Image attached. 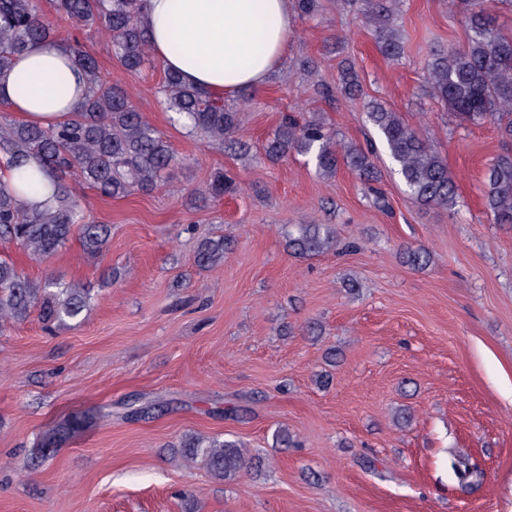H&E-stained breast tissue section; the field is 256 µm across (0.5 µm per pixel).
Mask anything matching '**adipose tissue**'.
I'll return each mask as SVG.
<instances>
[{
  "label": "adipose tissue",
  "mask_w": 512,
  "mask_h": 512,
  "mask_svg": "<svg viewBox=\"0 0 512 512\" xmlns=\"http://www.w3.org/2000/svg\"><path fill=\"white\" fill-rule=\"evenodd\" d=\"M151 52L189 85L227 97L267 82L288 53L292 0H146ZM87 89L58 44L38 42L0 73V103L48 127L70 116Z\"/></svg>",
  "instance_id": "adipose-tissue-1"
}]
</instances>
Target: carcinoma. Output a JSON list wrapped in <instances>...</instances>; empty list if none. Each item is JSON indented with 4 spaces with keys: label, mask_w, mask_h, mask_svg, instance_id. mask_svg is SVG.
Segmentation results:
<instances>
[{
    "label": "carcinoma",
    "mask_w": 512,
    "mask_h": 512,
    "mask_svg": "<svg viewBox=\"0 0 512 512\" xmlns=\"http://www.w3.org/2000/svg\"><path fill=\"white\" fill-rule=\"evenodd\" d=\"M401 0H336L339 10L359 12L373 27L380 52L389 59L403 53V40L392 17ZM505 0H467L465 24L467 45L439 49L432 53L428 84L432 96L460 122L496 124L505 143L512 142V34L492 25L491 10ZM322 0H296L302 18L318 15ZM55 10L83 26L103 30L112 43V53L131 72L150 63L148 34L140 0H55ZM37 41L56 43L51 22L40 0H0V71ZM73 62L85 73L87 96L65 120L41 127L11 120L0 113V164L7 170L19 168L30 157L38 160L39 172L50 178L55 205L29 208L22 203V190L7 177H0V244L14 243L35 260L55 255L69 240L79 236L84 249L101 255L106 249L109 229L96 224L73 196L69 181L91 185L112 197L133 190L150 193L170 178L176 158L164 137L132 105L128 91L107 82L96 59L77 41L67 44ZM339 91L355 96L360 91L358 75L349 59L341 61ZM162 93L177 120L186 127L207 134L222 144L236 131L238 113L224 104V98L189 86L180 77L164 71ZM369 120L383 139L388 155L412 198L423 207L451 210L457 204L455 178L447 159L403 117L375 103ZM291 152L312 155L317 172L336 174L346 164L365 184L381 182L371 147L336 148L331 131L321 121L303 124L288 118L268 140L272 159ZM237 190L230 177L218 172L207 190L194 200L220 197ZM483 206L496 224H512V152L491 162L482 192ZM288 248L302 256H313L336 248V232L328 224H297L286 231ZM228 244L222 238L198 243L196 261L210 266L224 259ZM91 290L64 283L53 276L34 281L13 263L0 259V332L25 320L37 309L45 324H66L76 320L89 306ZM91 417L73 413L55 423L42 439L44 448H60L90 424ZM186 460L200 461L217 480H228L255 465L254 458L233 440L191 436L180 443Z\"/></svg>",
    "instance_id": "obj_1"
}]
</instances>
